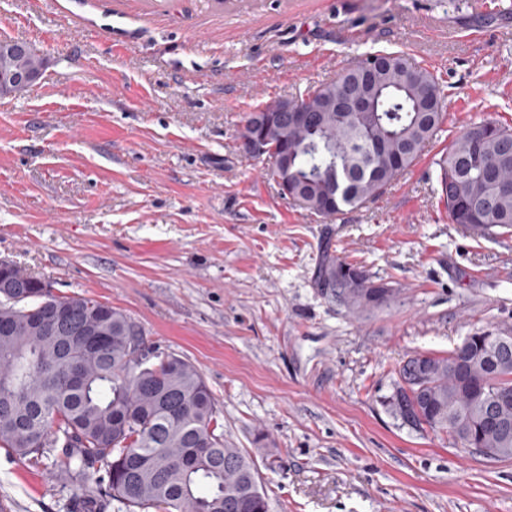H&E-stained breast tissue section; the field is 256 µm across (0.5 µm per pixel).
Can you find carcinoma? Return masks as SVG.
I'll use <instances>...</instances> for the list:
<instances>
[{
	"instance_id": "cac0c4a2",
	"label": "carcinoma",
	"mask_w": 512,
	"mask_h": 512,
	"mask_svg": "<svg viewBox=\"0 0 512 512\" xmlns=\"http://www.w3.org/2000/svg\"><path fill=\"white\" fill-rule=\"evenodd\" d=\"M33 45L0 40V95L43 75ZM349 93L375 97L376 111L340 119L328 104ZM314 106L295 128L268 132L274 175L302 189L289 201L330 220L376 197L408 171L446 119L438 79L397 52L372 53L302 97ZM439 184L454 224L476 234L512 232V129L489 117L467 125L438 161ZM344 204L330 208L340 177ZM317 285L337 301L379 307L388 288L334 257ZM26 293L25 308L11 301ZM0 447L61 476L94 472L107 480L117 512H267L250 453L224 444L215 399L199 370L167 356L140 366L129 351L132 322L86 296H57L20 270L0 278ZM388 405L405 408L416 430L444 432L462 446L502 448L512 458V343L497 349L474 332L446 356L416 354L397 370Z\"/></svg>"
}]
</instances>
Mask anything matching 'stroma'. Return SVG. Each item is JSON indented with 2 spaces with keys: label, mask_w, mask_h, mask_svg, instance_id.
Here are the masks:
<instances>
[{
  "label": "stroma",
  "mask_w": 512,
  "mask_h": 512,
  "mask_svg": "<svg viewBox=\"0 0 512 512\" xmlns=\"http://www.w3.org/2000/svg\"><path fill=\"white\" fill-rule=\"evenodd\" d=\"M0 38L46 59L0 97V259L192 363L269 512H512V459L388 405L409 356L512 329V233L451 223L437 166L471 122L512 127V0H0ZM382 50L438 78L442 131L363 207L289 204L241 148L250 113ZM328 254L389 304L318 288ZM96 488L0 448V512H73Z\"/></svg>",
  "instance_id": "stroma-1"
}]
</instances>
